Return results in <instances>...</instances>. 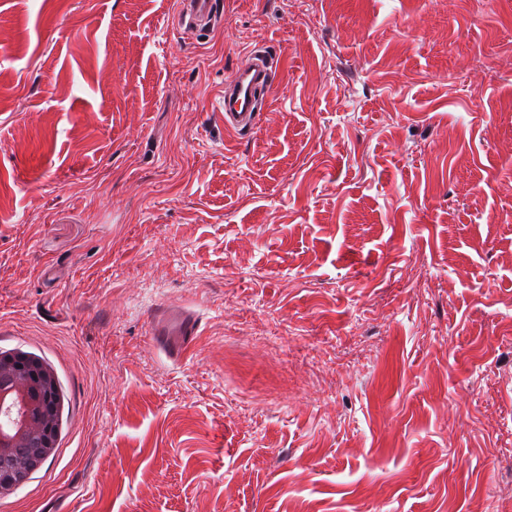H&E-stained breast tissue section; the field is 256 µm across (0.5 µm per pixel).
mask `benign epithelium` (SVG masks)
Masks as SVG:
<instances>
[{
	"mask_svg": "<svg viewBox=\"0 0 512 512\" xmlns=\"http://www.w3.org/2000/svg\"><path fill=\"white\" fill-rule=\"evenodd\" d=\"M25 410L17 426L0 431V496L23 485L54 457L61 420V391L53 370L22 352H0V403Z\"/></svg>",
	"mask_w": 512,
	"mask_h": 512,
	"instance_id": "7a95c632",
	"label": "benign epithelium"
}]
</instances>
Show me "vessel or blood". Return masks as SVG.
I'll list each match as a JSON object with an SVG mask.
<instances>
[{"mask_svg":"<svg viewBox=\"0 0 512 512\" xmlns=\"http://www.w3.org/2000/svg\"><path fill=\"white\" fill-rule=\"evenodd\" d=\"M174 6L178 27L194 37L207 36L224 24L217 0H175ZM276 76L277 63L269 52H250L247 67L224 81L225 130L244 133L256 127Z\"/></svg>","mask_w":512,"mask_h":512,"instance_id":"obj_1","label":"vessel or blood"}]
</instances>
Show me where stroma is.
Segmentation results:
<instances>
[{
  "mask_svg": "<svg viewBox=\"0 0 512 512\" xmlns=\"http://www.w3.org/2000/svg\"><path fill=\"white\" fill-rule=\"evenodd\" d=\"M220 2L0 0V352L62 390L0 512H512V0ZM175 22L185 33L202 38L224 25V15L216 0H176ZM249 63L224 80V129L238 133L256 127L277 76V62L267 51H250Z\"/></svg>",
  "mask_w": 512,
  "mask_h": 512,
  "instance_id": "35a3bbf8",
  "label": "stroma"
}]
</instances>
